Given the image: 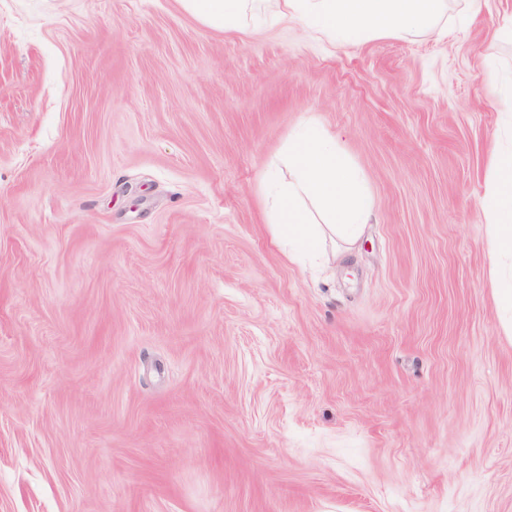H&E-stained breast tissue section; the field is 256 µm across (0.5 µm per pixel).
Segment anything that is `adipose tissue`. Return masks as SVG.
Here are the masks:
<instances>
[{"label": "adipose tissue", "instance_id": "adipose-tissue-1", "mask_svg": "<svg viewBox=\"0 0 512 512\" xmlns=\"http://www.w3.org/2000/svg\"><path fill=\"white\" fill-rule=\"evenodd\" d=\"M205 26L236 31L291 20L339 43L372 36L408 37L437 34L448 11L447 0H274L273 11L259 0H180ZM492 178L483 204L493 226L492 257H512V145L492 154ZM289 177L268 183L265 205L291 261L328 263L326 238L354 243L373 202L358 176L340 155L336 140L311 131L289 141Z\"/></svg>", "mask_w": 512, "mask_h": 512}]
</instances>
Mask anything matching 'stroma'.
<instances>
[{"label": "stroma", "mask_w": 512, "mask_h": 512, "mask_svg": "<svg viewBox=\"0 0 512 512\" xmlns=\"http://www.w3.org/2000/svg\"><path fill=\"white\" fill-rule=\"evenodd\" d=\"M509 16L340 46L0 0V512H512L482 209ZM308 125L375 201L324 267L264 207Z\"/></svg>", "instance_id": "35a3bbf8"}]
</instances>
